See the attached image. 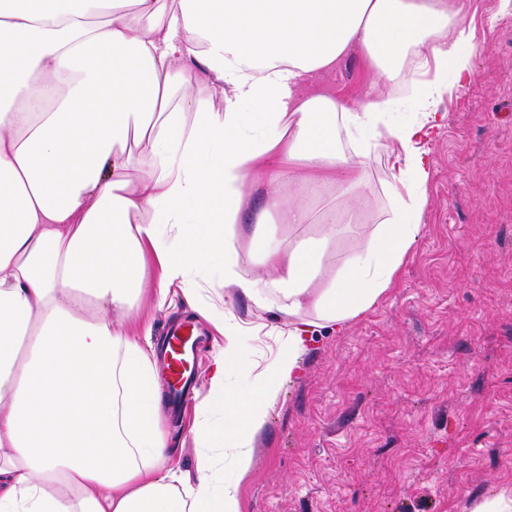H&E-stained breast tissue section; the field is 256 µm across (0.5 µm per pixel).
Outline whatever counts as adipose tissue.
Here are the masks:
<instances>
[{
    "label": "adipose tissue",
    "instance_id": "adipose-tissue-1",
    "mask_svg": "<svg viewBox=\"0 0 512 512\" xmlns=\"http://www.w3.org/2000/svg\"><path fill=\"white\" fill-rule=\"evenodd\" d=\"M473 39L459 0H0V512H241L254 438L313 333L344 329L398 282L423 230L422 144L472 79ZM355 49L375 76L412 85L411 118L380 95L312 91ZM193 68L219 102L186 92ZM386 145L402 160L390 216L325 277L336 201L369 190ZM317 186L334 198L315 211ZM272 212L327 231L281 245L263 236ZM245 220L273 280L239 263ZM218 256L225 296L288 322L266 363L244 354L253 327L200 296ZM149 284L158 302L196 300L223 336L191 478L168 463L154 369L127 320ZM216 397L224 417L210 421Z\"/></svg>",
    "mask_w": 512,
    "mask_h": 512
}]
</instances>
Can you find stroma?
Returning <instances> with one entry per match:
<instances>
[{
    "label": "stroma",
    "instance_id": "35a3bbf8",
    "mask_svg": "<svg viewBox=\"0 0 512 512\" xmlns=\"http://www.w3.org/2000/svg\"><path fill=\"white\" fill-rule=\"evenodd\" d=\"M464 3L474 78L441 103L425 144V230L398 286L343 332L315 335L302 374L283 384L239 484L242 512H471L512 490V12ZM320 84L350 101L390 89L357 50ZM395 159L379 149L369 194L342 203L328 271L387 219ZM134 320L155 352L165 324L195 329L206 394L220 337L185 297L160 308L145 290ZM198 422L194 411L161 422L171 467L188 475Z\"/></svg>",
    "mask_w": 512,
    "mask_h": 512
}]
</instances>
